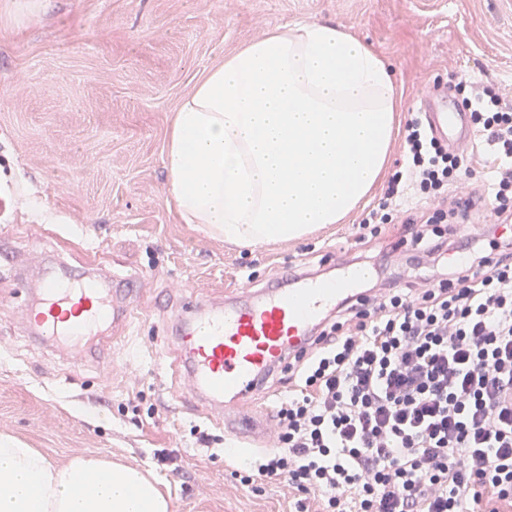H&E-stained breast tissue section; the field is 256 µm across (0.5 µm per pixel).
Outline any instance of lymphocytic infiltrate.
<instances>
[{"label":"lymphocytic infiltrate","instance_id":"f902f5d3","mask_svg":"<svg viewBox=\"0 0 512 512\" xmlns=\"http://www.w3.org/2000/svg\"><path fill=\"white\" fill-rule=\"evenodd\" d=\"M497 165L485 195L449 197L475 169L422 120L406 124V166L385 203L408 192L464 211L491 209L502 233L463 243L457 225L406 224L409 262L446 276L372 287L346 303L290 366L294 391L276 406L272 450L244 483L283 481L316 493L320 512H470L512 503V112L496 88L463 100ZM466 249L468 262L452 254Z\"/></svg>","mask_w":512,"mask_h":512}]
</instances>
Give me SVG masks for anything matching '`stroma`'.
I'll return each instance as SVG.
<instances>
[{
  "instance_id": "35a3bbf8",
  "label": "stroma",
  "mask_w": 512,
  "mask_h": 512,
  "mask_svg": "<svg viewBox=\"0 0 512 512\" xmlns=\"http://www.w3.org/2000/svg\"><path fill=\"white\" fill-rule=\"evenodd\" d=\"M333 21L393 67L403 106L388 171L402 159L405 124L423 94L459 80L495 84L512 107V0H0V237L30 268L0 264V438L41 451L58 468L95 455L143 469L172 512H296L319 497L275 481L241 484L246 454L195 410L182 376L155 351L177 346L174 315L203 296L223 300L343 265L385 272L381 255L415 209L393 214L376 240L355 227L382 201L303 238L244 247L184 223L169 192L164 147L173 112L203 71L269 29ZM99 253L107 272L140 279V315L98 358L74 364L23 331L20 312L44 267L83 275ZM211 434V441L200 438ZM176 455L179 470L162 465Z\"/></svg>"
}]
</instances>
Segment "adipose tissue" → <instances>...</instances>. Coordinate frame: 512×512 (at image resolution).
<instances>
[{
    "instance_id": "obj_1",
    "label": "adipose tissue",
    "mask_w": 512,
    "mask_h": 512,
    "mask_svg": "<svg viewBox=\"0 0 512 512\" xmlns=\"http://www.w3.org/2000/svg\"><path fill=\"white\" fill-rule=\"evenodd\" d=\"M401 109L389 63L343 28L271 29L204 72L175 111L164 149L171 197L184 223L236 244L340 223L378 181ZM0 512H171V503L139 468L87 455L58 469L0 439Z\"/></svg>"
}]
</instances>
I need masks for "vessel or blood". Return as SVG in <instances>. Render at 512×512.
<instances>
[{
    "mask_svg": "<svg viewBox=\"0 0 512 512\" xmlns=\"http://www.w3.org/2000/svg\"><path fill=\"white\" fill-rule=\"evenodd\" d=\"M423 108L437 136L454 147L463 144V115L449 111L446 98L425 94ZM371 275L370 267L354 265L331 282L302 276L294 287L230 297L197 314L177 339L174 366L188 377L208 420L241 442H264L267 422L250 409L264 376L285 371L344 302L362 300L361 284ZM132 315L114 301L112 289L89 277L50 276L27 310L25 326L60 355L72 357L99 325L123 328Z\"/></svg>",
    "mask_w": 512,
    "mask_h": 512,
    "instance_id": "b4317fda",
    "label": "vessel or blood"
}]
</instances>
